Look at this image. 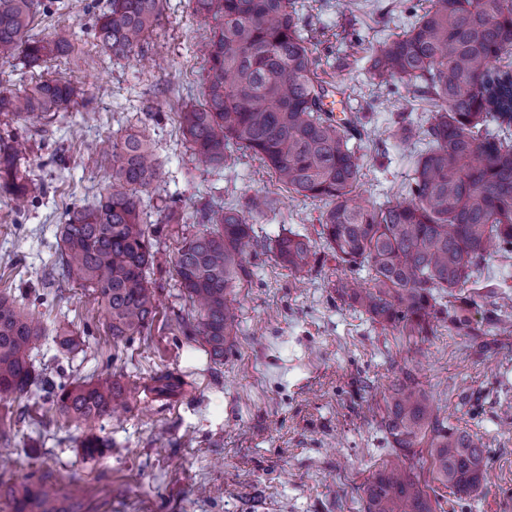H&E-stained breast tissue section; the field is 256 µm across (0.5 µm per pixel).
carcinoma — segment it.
Returning a JSON list of instances; mask_svg holds the SVG:
<instances>
[{"mask_svg":"<svg viewBox=\"0 0 512 512\" xmlns=\"http://www.w3.org/2000/svg\"><path fill=\"white\" fill-rule=\"evenodd\" d=\"M194 12L215 22L199 48L208 68L203 101L180 112L183 135L195 160L224 169L235 150L256 156L296 194L326 203L320 238L340 262L365 267L369 284L340 280L337 292L379 324L416 336L434 333L446 297L450 323L469 328L474 305L465 288L493 244L512 250V0H430L401 33L368 57L367 73L378 86L399 81L435 106L426 124L405 111L394 135L425 142L413 170L408 200L353 202L362 164L352 139H362L366 115L337 118L326 103L342 96V84L321 80L310 39L300 26L296 0H192ZM39 0H0V60L21 57L29 65L63 57L72 34L50 39L29 35ZM164 0H110L97 20V40L116 58L146 41ZM82 92L62 77L40 80L21 92L0 89V114L19 121L67 111ZM27 141L0 137V192L19 204L44 188L23 169ZM158 158L150 141L128 133L112 143V174L95 204L70 209L60 227L61 276L77 277L103 307L115 342L139 335L156 315L146 280L153 241L141 218V193L153 184ZM239 207L207 204L209 231L183 240L176 273L198 319L186 332L216 358L234 331L228 290L248 276L242 258L251 225ZM312 245L291 232L278 239L276 257L298 273ZM54 341L72 351L78 341L64 328ZM45 329L14 298L0 294V401H20L48 386L30 359ZM143 391L169 397L183 381L151 378ZM115 377L74 381L50 389L59 413L79 423L124 409L141 391ZM382 426L392 447L411 454L427 444L435 478L462 499L482 485L486 468L482 438L451 427L434 413L428 393L411 374L395 385ZM365 512H435L419 478L395 463L373 473L364 489ZM12 512H84L75 495L50 493L41 479L24 477L12 490Z\"/></svg>","mask_w":512,"mask_h":512,"instance_id":"obj_1","label":"carcinoma"}]
</instances>
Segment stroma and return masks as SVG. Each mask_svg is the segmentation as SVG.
I'll return each mask as SVG.
<instances>
[{
  "label": "stroma",
  "mask_w": 512,
  "mask_h": 512,
  "mask_svg": "<svg viewBox=\"0 0 512 512\" xmlns=\"http://www.w3.org/2000/svg\"><path fill=\"white\" fill-rule=\"evenodd\" d=\"M300 2L321 78L342 82L348 108L367 117V134L354 143L364 163L357 199L407 198L415 148L393 136V122L408 104L414 119L427 120L430 104L414 100L401 82L379 87L360 68L336 65L353 50L370 55L425 0ZM41 3L31 35L47 38L65 26L73 49L34 67L19 58L0 61V87L17 91L63 77L84 95L48 120L0 115V136L27 140L25 167L46 186L20 208L0 196V292L11 291L46 330L63 326L80 338L67 355L43 338L31 359L46 378L115 375L141 385L167 373L185 387L170 398L138 396L123 415L89 425L59 416L40 392L0 402V448L13 451L0 464V487L32 473L57 494L82 496L95 512H364V484L396 458L381 418L392 384L409 373L439 417L478 434L487 448L486 482L463 501L428 469L418 470L437 512H512V334L494 325L512 318L503 301L512 297V251L487 256L469 329L443 323L423 339L373 322L336 291L339 279L367 274L352 272L323 245V201L288 191L247 151L233 152L220 172L196 163L179 114L203 99L206 64L198 48L211 37L213 20L194 14L191 0H167L147 41L117 59L94 37L109 0ZM129 132L143 133L160 161L142 195L156 250L146 277L158 309L150 329L116 343L88 291L73 280L50 283L49 275L67 210L95 203L108 184L110 164L95 144ZM251 196L272 206L247 216L250 275L230 290L236 328L216 360L182 328L196 313L175 261L183 238L205 231L204 204ZM167 207L181 223H163ZM291 230L307 235L315 250L299 273L276 258L277 238ZM90 434L108 441L103 455L83 454Z\"/></svg>",
  "instance_id": "35a3bbf8"
}]
</instances>
